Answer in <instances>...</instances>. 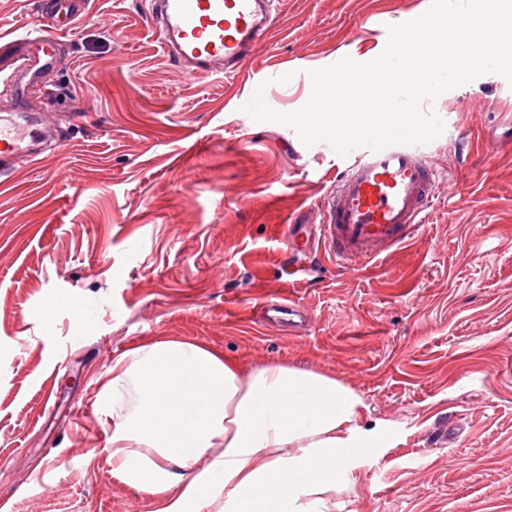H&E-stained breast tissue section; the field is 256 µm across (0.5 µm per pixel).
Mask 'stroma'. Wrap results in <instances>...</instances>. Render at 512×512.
<instances>
[{"mask_svg": "<svg viewBox=\"0 0 512 512\" xmlns=\"http://www.w3.org/2000/svg\"><path fill=\"white\" fill-rule=\"evenodd\" d=\"M42 2L0 0V37L42 26ZM430 4L277 0L269 44L205 78L166 60L145 0H87L39 92L65 138L0 177V512H152L112 472L96 396L116 358L165 338L363 399L385 434L333 512H512V82L424 102L440 179L412 238L292 277L286 225L315 223L357 155L242 110L260 85L299 109L309 70L380 54ZM274 290L305 310L299 333L261 322Z\"/></svg>", "mask_w": 512, "mask_h": 512, "instance_id": "1", "label": "stroma"}]
</instances>
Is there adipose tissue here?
<instances>
[{
	"label": "adipose tissue",
	"mask_w": 512,
	"mask_h": 512,
	"mask_svg": "<svg viewBox=\"0 0 512 512\" xmlns=\"http://www.w3.org/2000/svg\"><path fill=\"white\" fill-rule=\"evenodd\" d=\"M97 402L112 418L113 473L155 512H332L352 461L381 436L334 377L250 368L175 338L118 357Z\"/></svg>",
	"instance_id": "obj_1"
}]
</instances>
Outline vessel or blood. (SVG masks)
Returning a JSON list of instances; mask_svg holds the SVG:
<instances>
[{
    "mask_svg": "<svg viewBox=\"0 0 512 512\" xmlns=\"http://www.w3.org/2000/svg\"><path fill=\"white\" fill-rule=\"evenodd\" d=\"M271 0H147V11L168 59L198 75L231 76L271 37ZM76 16L61 0L43 26L15 38L18 51L10 76L19 102L0 113V176L36 162L59 144L57 119L40 112L29 98L40 69L34 48L52 63L56 44L74 30ZM439 173L422 145L363 148L353 168L318 208V243L340 265L380 255L402 244L422 224Z\"/></svg>",
    "mask_w": 512,
    "mask_h": 512,
    "instance_id": "b4317fda",
    "label": "vessel or blood"
}]
</instances>
